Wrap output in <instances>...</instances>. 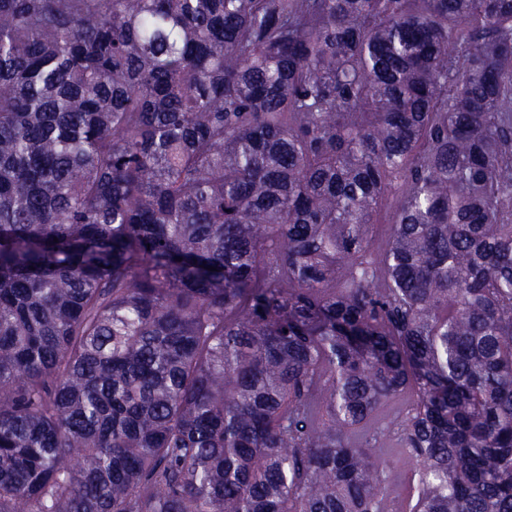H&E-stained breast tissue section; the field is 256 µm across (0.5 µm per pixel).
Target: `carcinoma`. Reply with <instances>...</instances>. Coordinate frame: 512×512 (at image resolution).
Segmentation results:
<instances>
[{"mask_svg":"<svg viewBox=\"0 0 512 512\" xmlns=\"http://www.w3.org/2000/svg\"><path fill=\"white\" fill-rule=\"evenodd\" d=\"M405 392L512 512V0H0V512H386Z\"/></svg>","mask_w":512,"mask_h":512,"instance_id":"carcinoma-1","label":"carcinoma"}]
</instances>
